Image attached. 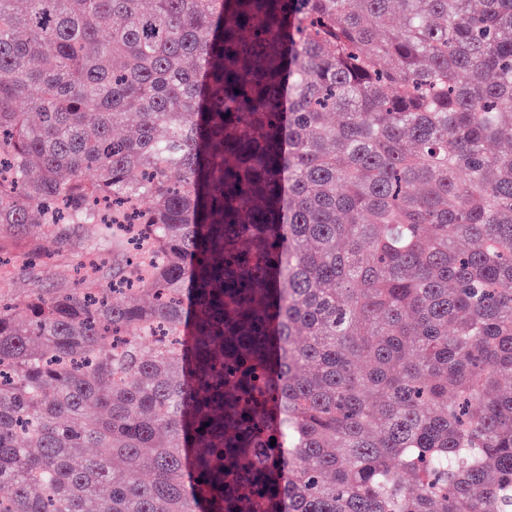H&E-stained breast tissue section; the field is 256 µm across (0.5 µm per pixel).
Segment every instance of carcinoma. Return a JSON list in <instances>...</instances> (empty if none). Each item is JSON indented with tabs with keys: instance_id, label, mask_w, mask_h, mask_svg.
Wrapping results in <instances>:
<instances>
[{
	"instance_id": "cac0c4a2",
	"label": "carcinoma",
	"mask_w": 512,
	"mask_h": 512,
	"mask_svg": "<svg viewBox=\"0 0 512 512\" xmlns=\"http://www.w3.org/2000/svg\"><path fill=\"white\" fill-rule=\"evenodd\" d=\"M15 2L0 512H512V0ZM74 263L60 262L51 270L40 265L28 266L21 275L1 283V291L12 294H23L29 288H53L58 283H67L73 279Z\"/></svg>"
}]
</instances>
